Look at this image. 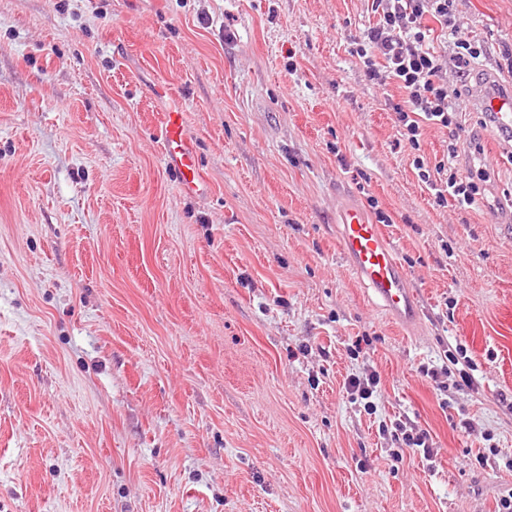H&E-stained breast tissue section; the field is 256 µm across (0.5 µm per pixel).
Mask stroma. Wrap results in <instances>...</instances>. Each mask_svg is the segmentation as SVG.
Masks as SVG:
<instances>
[{
	"label": "stroma",
	"mask_w": 512,
	"mask_h": 512,
	"mask_svg": "<svg viewBox=\"0 0 512 512\" xmlns=\"http://www.w3.org/2000/svg\"><path fill=\"white\" fill-rule=\"evenodd\" d=\"M456 9L511 91L512 0ZM376 22L369 0H0V512H497L512 493V141L449 73L481 146L454 165L490 180L473 209L436 205L388 108L404 90L351 53ZM174 100L203 197L162 162ZM342 190L391 217L417 334L346 266ZM458 348L476 388L444 370ZM370 371L371 413L345 390ZM399 421L432 459L380 433ZM396 431L399 430L402 435L401 445L406 448H422L423 457L429 460L433 456L432 443H430V436L427 432L419 429L416 426H409L402 422L396 423Z\"/></svg>",
	"instance_id": "obj_1"
}]
</instances>
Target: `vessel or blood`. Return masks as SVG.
I'll return each mask as SVG.
<instances>
[{"mask_svg": "<svg viewBox=\"0 0 512 512\" xmlns=\"http://www.w3.org/2000/svg\"><path fill=\"white\" fill-rule=\"evenodd\" d=\"M477 105L481 111L497 113L502 123L512 124V92L481 86ZM160 141L163 161L175 172L181 191L191 195L208 193L210 185L200 172L196 148L184 132L180 104H172L165 112ZM336 224L347 267L359 282L372 289L388 318L403 328L420 324L419 292L383 225L374 223L365 206L348 194L336 211Z\"/></svg>", "mask_w": 512, "mask_h": 512, "instance_id": "vessel-or-blood-1", "label": "vessel or blood"}]
</instances>
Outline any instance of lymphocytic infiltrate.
<instances>
[{"instance_id": "1", "label": "lymphocytic infiltrate", "mask_w": 512, "mask_h": 512, "mask_svg": "<svg viewBox=\"0 0 512 512\" xmlns=\"http://www.w3.org/2000/svg\"><path fill=\"white\" fill-rule=\"evenodd\" d=\"M454 4L455 0H371L378 21L356 40L354 53L368 80L390 79L404 90L405 99L391 103L390 110L415 153L413 165L435 203L442 206L451 201L468 210L484 200L487 172L479 168L463 176L455 166L442 161L426 166L418 154L421 123L449 130V155H456L460 138L457 113L448 100L445 64L429 46L433 26L445 28L455 36L458 51L449 65L457 74L469 70L484 52L481 42L466 34Z\"/></svg>"}]
</instances>
